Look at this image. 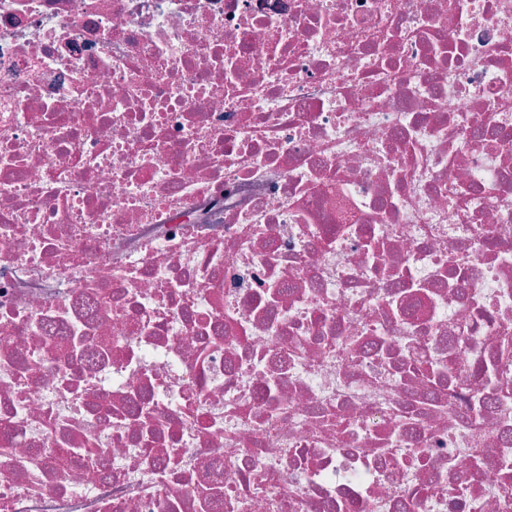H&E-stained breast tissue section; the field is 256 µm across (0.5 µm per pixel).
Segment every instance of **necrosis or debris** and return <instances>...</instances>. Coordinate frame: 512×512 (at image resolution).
I'll use <instances>...</instances> for the list:
<instances>
[{"label":"necrosis or debris","mask_w":512,"mask_h":512,"mask_svg":"<svg viewBox=\"0 0 512 512\" xmlns=\"http://www.w3.org/2000/svg\"><path fill=\"white\" fill-rule=\"evenodd\" d=\"M512 0H0V512H512Z\"/></svg>","instance_id":"1"}]
</instances>
